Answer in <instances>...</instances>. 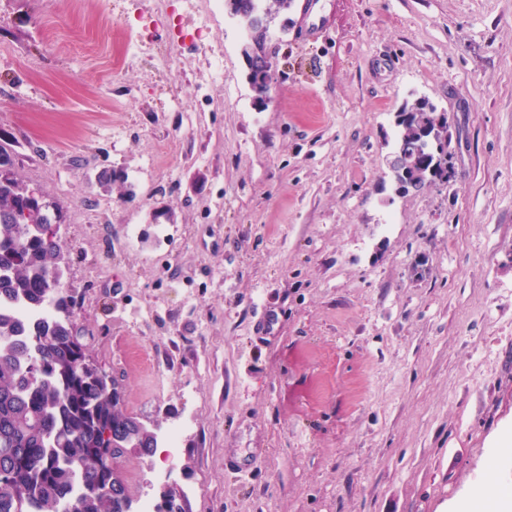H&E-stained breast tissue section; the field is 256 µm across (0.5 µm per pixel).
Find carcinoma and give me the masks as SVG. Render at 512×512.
Here are the masks:
<instances>
[{
    "mask_svg": "<svg viewBox=\"0 0 512 512\" xmlns=\"http://www.w3.org/2000/svg\"><path fill=\"white\" fill-rule=\"evenodd\" d=\"M242 25L257 14L275 24L286 0H224ZM398 138L389 160L395 182L415 192L456 173L448 165V114L427 100L396 113ZM0 144V512H132L116 469L130 450L150 455L157 437L124 412L117 380L87 360L74 324L76 297L65 287L68 254L57 208L12 172ZM35 315L24 325L8 308ZM156 512H184L165 490Z\"/></svg>",
    "mask_w": 512,
    "mask_h": 512,
    "instance_id": "carcinoma-1",
    "label": "carcinoma"
}]
</instances>
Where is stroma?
I'll return each instance as SVG.
<instances>
[{"label": "stroma", "instance_id": "1", "mask_svg": "<svg viewBox=\"0 0 512 512\" xmlns=\"http://www.w3.org/2000/svg\"><path fill=\"white\" fill-rule=\"evenodd\" d=\"M76 2L0 0V138L58 208L89 358L163 450L120 461L131 499L512 512V0H320L316 37L273 31L265 102L225 8ZM419 97L456 177L399 194Z\"/></svg>", "mask_w": 512, "mask_h": 512}]
</instances>
